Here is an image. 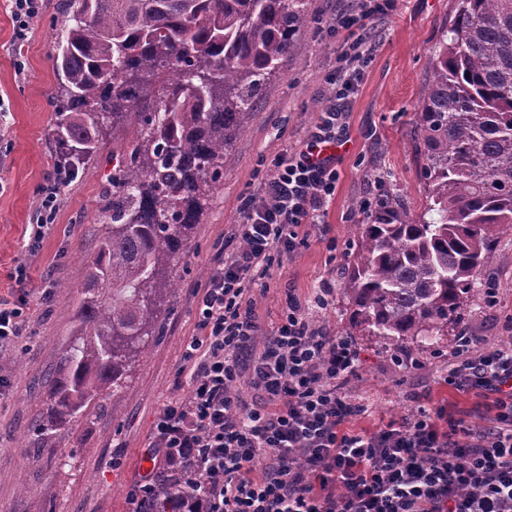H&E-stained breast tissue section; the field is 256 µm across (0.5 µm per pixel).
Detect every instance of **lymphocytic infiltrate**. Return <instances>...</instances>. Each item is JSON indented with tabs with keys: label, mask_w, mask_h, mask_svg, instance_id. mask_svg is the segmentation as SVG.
Segmentation results:
<instances>
[{
	"label": "lymphocytic infiltrate",
	"mask_w": 512,
	"mask_h": 512,
	"mask_svg": "<svg viewBox=\"0 0 512 512\" xmlns=\"http://www.w3.org/2000/svg\"><path fill=\"white\" fill-rule=\"evenodd\" d=\"M364 55L359 43L345 53L304 143L276 155L257 193L243 198L238 247L199 284L197 333L183 366L191 390L155 422L152 470L131 484L132 512H143L168 473L194 489L184 512H512L511 345L462 337L444 378L456 391L493 396L487 425L423 408L364 433L348 427L362 411L343 389L358 371L352 342L310 315L327 309L332 288L306 301L289 296L268 334L254 313V288L306 245V226L336 193V158L324 150L341 142ZM70 181L61 170L41 187L29 251L52 231ZM245 387L257 403L243 398Z\"/></svg>",
	"instance_id": "obj_1"
}]
</instances>
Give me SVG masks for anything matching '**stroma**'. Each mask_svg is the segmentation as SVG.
<instances>
[{
	"mask_svg": "<svg viewBox=\"0 0 512 512\" xmlns=\"http://www.w3.org/2000/svg\"><path fill=\"white\" fill-rule=\"evenodd\" d=\"M356 0H303L308 22L295 37L246 131L224 157V168L173 273L178 287L160 314V331L146 355L130 367L121 392H104L74 418L53 447L33 454V425L49 401L42 384L56 372L72 340L87 265L98 248L100 207L112 190V129L104 147L61 193L54 231L29 253L26 227L39 190L55 176L51 104L57 90L51 56L54 33L67 0H46L23 50L13 44L9 0H0V296L25 297L26 321L17 342L0 347V512H131L129 483L145 471L144 450L164 406L190 391L182 374L185 339L196 329L194 289L217 268L240 223L242 197L256 193L275 155L293 150L330 94L329 77L356 41L371 49L351 96L347 142L339 147L336 194L322 223L309 226L306 247L273 270L267 289L253 292L264 331L277 327L288 291L308 299L330 283L333 303L313 318L318 326L350 335L352 308L346 272L353 263V232L368 223L381 193L415 216L426 203L415 112L427 86L430 56L454 22L458 0H387L386 11L367 28L332 34L330 17L355 8ZM23 56L24 73L14 61ZM27 260L30 279L16 285L15 260ZM466 335L495 346L512 340V230L503 229L493 260L465 311ZM359 371L346 389L365 410L354 429L370 433L418 408L468 414L485 424L492 397L460 393L444 384L457 343L447 338L438 352L413 350L416 368L397 365L376 338L351 336Z\"/></svg>",
	"mask_w": 512,
	"mask_h": 512,
	"instance_id": "35a3bbf8",
	"label": "stroma"
}]
</instances>
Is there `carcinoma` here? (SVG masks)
Listing matches in <instances>:
<instances>
[{
  "label": "carcinoma",
  "instance_id": "1",
  "mask_svg": "<svg viewBox=\"0 0 512 512\" xmlns=\"http://www.w3.org/2000/svg\"><path fill=\"white\" fill-rule=\"evenodd\" d=\"M300 0H69L55 33L56 165L76 175L112 121V194L78 306L75 341L35 421L46 448L146 352L224 154L245 131L294 36ZM424 212L380 200L357 227L348 273L352 325L385 346H432L456 332L500 231L512 225V0H459L432 51L416 112ZM192 489L172 477L147 512Z\"/></svg>",
  "mask_w": 512,
  "mask_h": 512
}]
</instances>
